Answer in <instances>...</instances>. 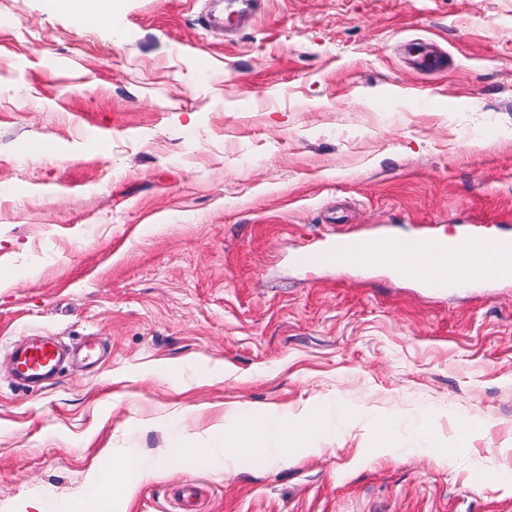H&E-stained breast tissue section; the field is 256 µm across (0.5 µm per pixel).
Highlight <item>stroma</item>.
Returning a JSON list of instances; mask_svg holds the SVG:
<instances>
[{
	"mask_svg": "<svg viewBox=\"0 0 512 512\" xmlns=\"http://www.w3.org/2000/svg\"><path fill=\"white\" fill-rule=\"evenodd\" d=\"M216 7L0 0V512H80L116 452L164 461L124 512L187 481L198 512H512V282L316 259L512 232V0ZM39 336L107 353L28 390ZM209 405L355 416L282 461L166 458L213 446Z\"/></svg>",
	"mask_w": 512,
	"mask_h": 512,
	"instance_id": "obj_1",
	"label": "stroma"
}]
</instances>
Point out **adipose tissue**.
Instances as JSON below:
<instances>
[{
	"instance_id": "ef3b65f1",
	"label": "adipose tissue",
	"mask_w": 512,
	"mask_h": 512,
	"mask_svg": "<svg viewBox=\"0 0 512 512\" xmlns=\"http://www.w3.org/2000/svg\"><path fill=\"white\" fill-rule=\"evenodd\" d=\"M382 257L392 253L401 255L403 266L401 272L409 278L427 280L435 268V255L428 250L399 240H381L370 249L347 243L341 245L333 256L335 262L343 263L360 257L363 253ZM350 418L347 410L337 412H307L304 414H279L267 411H246L238 416L222 418L214 425L213 433L220 442L216 448H192L187 438H178L174 448L168 449V457L182 463L208 465L223 470L226 462L231 461L239 448L252 443L274 460H281L289 449L304 447L307 441L319 435L338 430ZM114 479L104 481L95 478V489L86 499L84 512H112L117 502L130 501L139 487L155 478L158 467L146 463L140 456L124 454L113 459ZM110 483L114 496H101L98 492L103 483Z\"/></svg>"
}]
</instances>
